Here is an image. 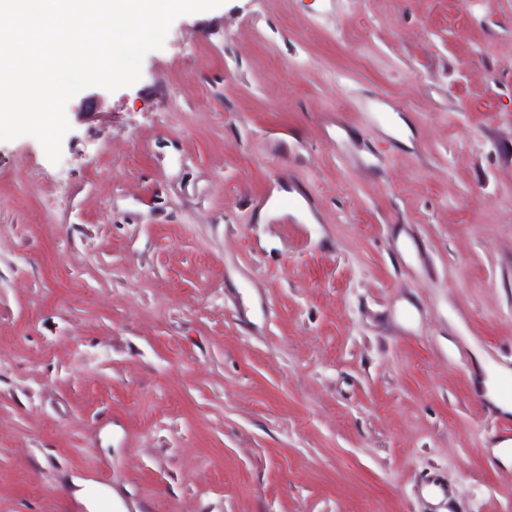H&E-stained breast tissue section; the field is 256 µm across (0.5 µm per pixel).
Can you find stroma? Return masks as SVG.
Returning a JSON list of instances; mask_svg holds the SVG:
<instances>
[{"label": "stroma", "mask_w": 512, "mask_h": 512, "mask_svg": "<svg viewBox=\"0 0 512 512\" xmlns=\"http://www.w3.org/2000/svg\"><path fill=\"white\" fill-rule=\"evenodd\" d=\"M65 113L0 141V512H512V0H225ZM506 381H512V373L507 371L489 373L484 381L485 397L502 412L510 413L512 412V402L503 400L500 395L501 387Z\"/></svg>", "instance_id": "obj_1"}]
</instances>
